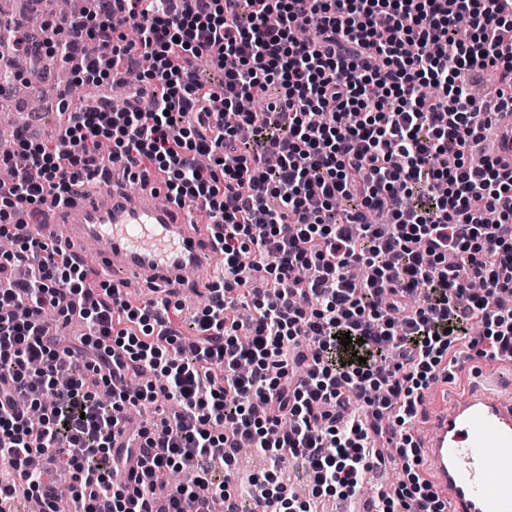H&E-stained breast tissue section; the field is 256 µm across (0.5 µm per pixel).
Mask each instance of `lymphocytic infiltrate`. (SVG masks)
Wrapping results in <instances>:
<instances>
[{"instance_id": "obj_1", "label": "lymphocytic infiltrate", "mask_w": 512, "mask_h": 512, "mask_svg": "<svg viewBox=\"0 0 512 512\" xmlns=\"http://www.w3.org/2000/svg\"><path fill=\"white\" fill-rule=\"evenodd\" d=\"M170 2L122 0L131 33L105 12L0 32L72 58L85 89L53 143L18 139L25 164L0 185L14 244L0 252V512L20 486L44 512H213L245 442L265 459L250 498L311 512L358 495L385 433L405 478L381 512H447L414 441L424 394L460 339L512 360V179L471 160L490 107L512 102V0ZM134 55L148 66L113 110L112 72ZM228 57L207 88L196 60ZM478 73L495 85L483 107ZM246 97L265 100L262 121L238 111ZM114 165L162 174L169 202L219 230L224 265L192 337L171 297L135 302L17 232V210L65 204ZM50 310L85 323L79 346L61 345ZM158 401L159 419L129 430L128 410ZM291 458L310 498L283 483Z\"/></svg>"}]
</instances>
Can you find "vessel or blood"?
<instances>
[{"label":"vessel or blood","mask_w":512,"mask_h":512,"mask_svg":"<svg viewBox=\"0 0 512 512\" xmlns=\"http://www.w3.org/2000/svg\"><path fill=\"white\" fill-rule=\"evenodd\" d=\"M496 133L499 169L512 173L511 112L500 113ZM177 212L151 195L97 185L81 202L54 208L49 220L28 214L22 220L35 237H58L92 280L165 289L183 284L188 269L221 259L212 234L177 220ZM430 418L422 459L448 512H512V401L500 383L476 375Z\"/></svg>","instance_id":"obj_1"}]
</instances>
